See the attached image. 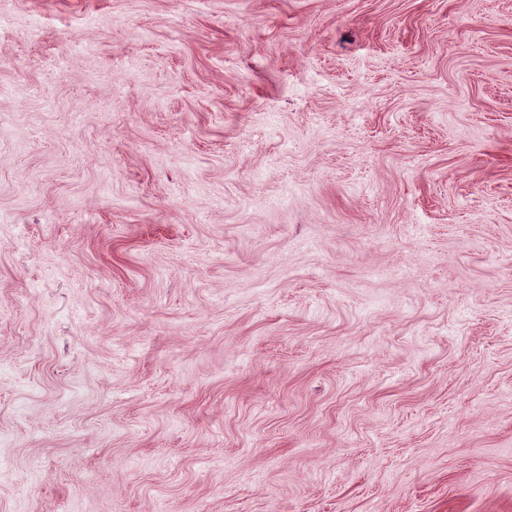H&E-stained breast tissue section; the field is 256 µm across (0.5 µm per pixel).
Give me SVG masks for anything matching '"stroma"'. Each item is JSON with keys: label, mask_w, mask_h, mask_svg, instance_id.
I'll return each mask as SVG.
<instances>
[{"label": "stroma", "mask_w": 512, "mask_h": 512, "mask_svg": "<svg viewBox=\"0 0 512 512\" xmlns=\"http://www.w3.org/2000/svg\"><path fill=\"white\" fill-rule=\"evenodd\" d=\"M0 512H512V0H0Z\"/></svg>", "instance_id": "obj_1"}]
</instances>
